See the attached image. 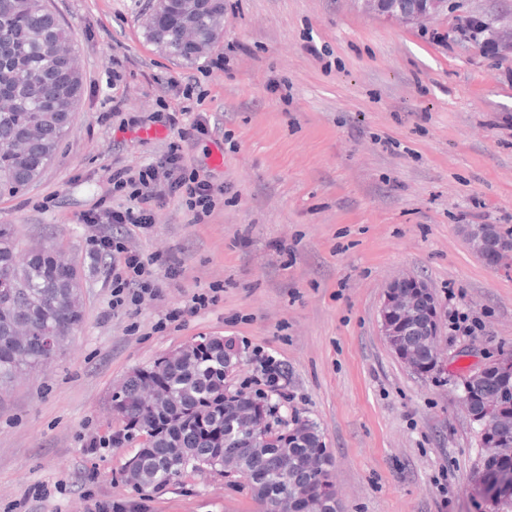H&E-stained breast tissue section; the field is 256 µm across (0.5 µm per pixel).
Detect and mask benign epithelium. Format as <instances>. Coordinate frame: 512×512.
I'll return each mask as SVG.
<instances>
[{
	"label": "benign epithelium",
	"instance_id": "7a95c632",
	"mask_svg": "<svg viewBox=\"0 0 512 512\" xmlns=\"http://www.w3.org/2000/svg\"><path fill=\"white\" fill-rule=\"evenodd\" d=\"M448 8V0H416L413 9L391 11L389 18L413 23L422 18L439 14ZM473 250L491 264L504 265L512 263V248L494 238L486 227L474 225L469 231ZM411 323L421 325L423 336L439 335V310L437 302L426 282L409 276L392 280L386 289L385 300L379 312V327L388 343L393 337L401 335L404 327ZM512 371V353H502L496 359L471 367L463 380V400L470 418L478 427L480 444H493L495 440L496 420L491 410L494 395L484 397L482 413L475 412L471 403V393L477 386L486 382L494 373Z\"/></svg>",
	"mask_w": 512,
	"mask_h": 512
}]
</instances>
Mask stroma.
I'll list each match as a JSON object with an SVG mask.
<instances>
[{
    "label": "stroma",
    "instance_id": "1",
    "mask_svg": "<svg viewBox=\"0 0 512 512\" xmlns=\"http://www.w3.org/2000/svg\"><path fill=\"white\" fill-rule=\"evenodd\" d=\"M362 0H224L215 54L186 67L147 43L149 0H49L83 76L77 117L40 180L0 197L21 249L60 248L82 274L83 321L54 360L0 389V512H87L124 496L138 450L111 394L135 368L202 336L232 339V388L265 391L283 422L320 429L341 512H496L461 399L469 366L512 352V267L472 249L471 225L512 238V55L448 37L447 12L405 25ZM120 80H113V73ZM198 88L218 133L184 141L224 201L192 223L178 200L132 245L168 261L155 300L112 307V273L79 220L118 207L109 178L173 140L170 79ZM120 108L121 117L111 114ZM413 275L439 305L443 371L415 374L379 331L386 287ZM216 303L191 311L194 294ZM175 309L179 321H168ZM150 512H259L238 477L190 474Z\"/></svg>",
    "mask_w": 512,
    "mask_h": 512
}]
</instances>
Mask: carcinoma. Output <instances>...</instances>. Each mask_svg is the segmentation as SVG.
<instances>
[{
    "instance_id": "cac0c4a2",
    "label": "carcinoma",
    "mask_w": 512,
    "mask_h": 512,
    "mask_svg": "<svg viewBox=\"0 0 512 512\" xmlns=\"http://www.w3.org/2000/svg\"><path fill=\"white\" fill-rule=\"evenodd\" d=\"M508 9H471L457 18L461 34L476 45L489 44ZM224 24V0H153L143 21L144 38L185 65L210 52ZM70 32L45 0H0V196L16 195L36 184L53 161L75 119L82 78L69 48ZM71 264L48 249L21 254L8 225H0V275L15 288L0 293V386L49 360L42 337L56 344L82 323L81 277ZM421 350L428 367L435 339L405 337ZM230 340L213 339L165 355L134 369L112 394L122 429L103 436L118 448L141 438L135 462L120 481L147 494L140 502L104 503L105 512H147L159 492L191 473L224 470V457L235 458L261 512H273L283 495L294 512H338L332 479L313 470L324 449L317 425L295 419L292 431L278 430L267 440L254 426L267 422L275 408L262 394L231 389L226 372L238 361ZM495 411L507 430L486 476L512 469V373L494 380Z\"/></svg>"
}]
</instances>
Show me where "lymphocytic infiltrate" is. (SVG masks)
<instances>
[{"label":"lymphocytic infiltrate","instance_id":"obj_1","mask_svg":"<svg viewBox=\"0 0 512 512\" xmlns=\"http://www.w3.org/2000/svg\"><path fill=\"white\" fill-rule=\"evenodd\" d=\"M169 86L178 90L183 99L178 113L168 114L165 118L166 125L177 131V140L169 142L155 161L135 169L121 168L113 172L112 191L126 194L127 206L109 208L98 203L80 215L81 223L91 226L112 224L120 229L116 235L101 232L90 238L93 253L112 266V305L116 308L154 299L159 278L173 280L181 274L179 264L172 263L167 265L163 275H156L151 260L130 245V232L149 229L158 210L172 199L181 202L192 223H204L224 197L223 185L188 168L180 145L181 139L210 135L209 122L204 113L195 111L190 88L180 87L175 80L170 81Z\"/></svg>","mask_w":512,"mask_h":512}]
</instances>
